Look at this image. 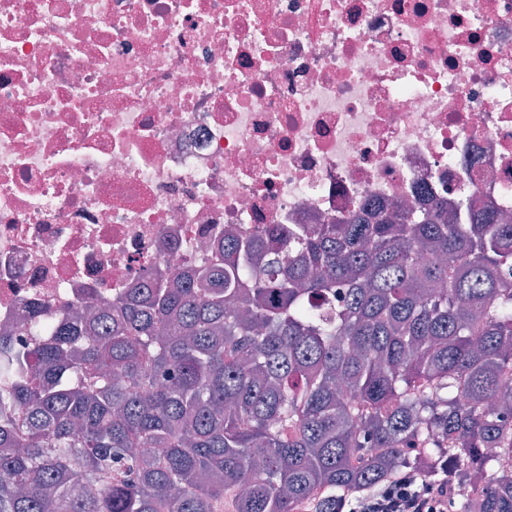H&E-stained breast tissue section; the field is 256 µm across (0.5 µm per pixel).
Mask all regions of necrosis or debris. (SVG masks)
Returning a JSON list of instances; mask_svg holds the SVG:
<instances>
[{
    "label": "necrosis or debris",
    "instance_id": "obj_1",
    "mask_svg": "<svg viewBox=\"0 0 512 512\" xmlns=\"http://www.w3.org/2000/svg\"><path fill=\"white\" fill-rule=\"evenodd\" d=\"M475 193L512 218V0H0V329Z\"/></svg>",
    "mask_w": 512,
    "mask_h": 512
}]
</instances>
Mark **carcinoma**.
<instances>
[{
    "instance_id": "cac0c4a2",
    "label": "carcinoma",
    "mask_w": 512,
    "mask_h": 512,
    "mask_svg": "<svg viewBox=\"0 0 512 512\" xmlns=\"http://www.w3.org/2000/svg\"><path fill=\"white\" fill-rule=\"evenodd\" d=\"M466 211L230 235L90 320L32 309L0 331V512H340L396 469L512 512V224Z\"/></svg>"
}]
</instances>
